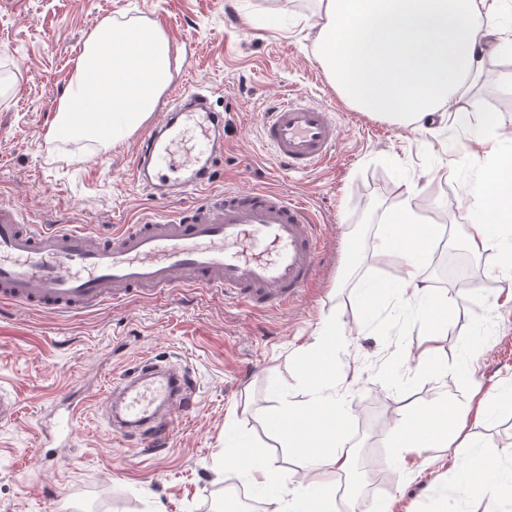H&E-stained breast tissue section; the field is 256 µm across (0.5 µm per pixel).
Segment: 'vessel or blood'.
Instances as JSON below:
<instances>
[{"mask_svg": "<svg viewBox=\"0 0 512 512\" xmlns=\"http://www.w3.org/2000/svg\"><path fill=\"white\" fill-rule=\"evenodd\" d=\"M340 126L333 112L297 94L266 112L262 139L289 171L308 173L335 158ZM224 155V116L205 90L173 100L137 149L132 176L156 199L178 192L192 203L177 217L145 218L99 235L77 224H25L0 203V301L81 313L174 288L223 293L249 310L297 306L317 277L320 234L299 198L239 188L210 189ZM195 389L185 369L148 359L110 390L93 394L112 433L150 447L176 416L190 415Z\"/></svg>", "mask_w": 512, "mask_h": 512, "instance_id": "vessel-or-blood-1", "label": "vessel or blood"}]
</instances>
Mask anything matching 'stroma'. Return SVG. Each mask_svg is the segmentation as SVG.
<instances>
[{
    "label": "stroma",
    "mask_w": 512,
    "mask_h": 512,
    "mask_svg": "<svg viewBox=\"0 0 512 512\" xmlns=\"http://www.w3.org/2000/svg\"><path fill=\"white\" fill-rule=\"evenodd\" d=\"M106 19L166 35L172 79L156 112L195 85L223 112L214 191L269 188L310 204L322 226L320 271L300 307L276 313L189 291L80 316L0 303V392L16 408L13 420L0 421V512H215L227 487L255 494L242 469L224 460L230 422L249 433L269 465L299 473L294 453L264 427L275 405L269 390L302 398L312 364L322 360L313 344L327 326L336 329L330 364L342 382L343 440L351 454H363L365 483L378 485L357 497L360 512H374L384 499L393 512H441L449 499L459 512H495L493 496L459 492L467 449L453 456L428 449L410 458L401 477L385 428L437 400L465 406L476 383L498 392L499 405L469 416L464 431L508 449L504 466L512 470V273L492 275L497 250L467 247L468 199L489 161L476 137H512V90L487 76L451 106L469 113L468 123L437 112L400 127L340 98L316 59L315 0H0V199L19 204L34 223L108 233L192 201L187 194L155 200L131 179L141 132L114 145L45 140L85 40ZM289 92L325 105L340 123L334 162L308 175L289 174L260 137L267 110ZM489 115L496 119L490 128ZM406 205L438 230L425 275L448 301L437 350L448 369L444 383L413 368L384 377L393 357L429 345L419 306L360 295L367 282L400 277L397 253L378 244ZM472 345L481 358L470 382L460 368ZM146 354L193 375L191 417L177 419L159 448L147 451L115 438L104 409L91 403L72 429V446L63 445L59 399L104 388L113 367Z\"/></svg>",
    "instance_id": "1"
}]
</instances>
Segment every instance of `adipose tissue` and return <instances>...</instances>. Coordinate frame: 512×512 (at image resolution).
Returning <instances> with one entry per match:
<instances>
[{
  "mask_svg": "<svg viewBox=\"0 0 512 512\" xmlns=\"http://www.w3.org/2000/svg\"><path fill=\"white\" fill-rule=\"evenodd\" d=\"M320 25L316 49L341 96L354 108L409 126L421 114L446 110L468 77L478 76L484 55L497 52L505 32L490 17L506 0H318ZM492 161L481 166L472 189L473 223L467 236L472 252L497 249L499 272L512 270V152L490 146ZM396 221L410 245L398 251L402 275L396 287L378 283L376 297L412 299L421 304L422 321L431 346L418 354L415 366L437 367L433 349L442 323L431 286L423 278L433 253L434 233L418 224L411 207ZM331 367L317 373L305 400L280 399L266 418L271 434L301 458L302 478L289 486L286 472L249 454L248 434L224 431L225 459L243 464L250 482L279 504L278 512H334L330 477L349 471L351 457L342 451L339 389ZM466 410L436 401L423 407L412 424L397 423L388 431L401 451L448 448L462 436ZM501 448L484 444L471 455L461 477L464 489L497 492Z\"/></svg>",
  "mask_w": 512,
  "mask_h": 512,
  "instance_id": "obj_1",
  "label": "adipose tissue"
}]
</instances>
